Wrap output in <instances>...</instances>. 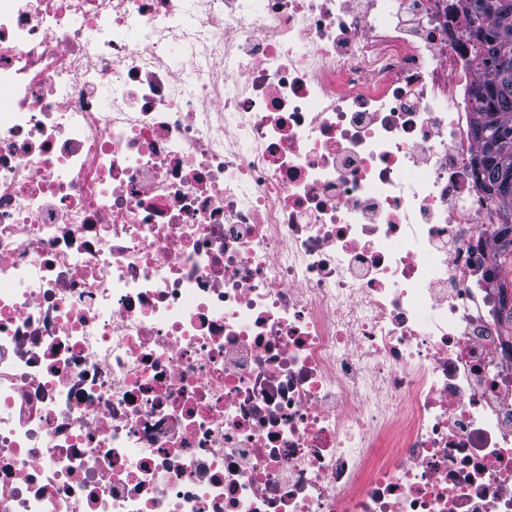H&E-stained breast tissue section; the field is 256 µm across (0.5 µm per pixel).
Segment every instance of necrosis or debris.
<instances>
[{
	"mask_svg": "<svg viewBox=\"0 0 512 512\" xmlns=\"http://www.w3.org/2000/svg\"><path fill=\"white\" fill-rule=\"evenodd\" d=\"M463 0H0V512H512Z\"/></svg>",
	"mask_w": 512,
	"mask_h": 512,
	"instance_id": "1",
	"label": "necrosis or debris"
}]
</instances>
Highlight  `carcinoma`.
<instances>
[{"label": "carcinoma", "instance_id": "carcinoma-1", "mask_svg": "<svg viewBox=\"0 0 512 512\" xmlns=\"http://www.w3.org/2000/svg\"><path fill=\"white\" fill-rule=\"evenodd\" d=\"M466 28L480 39V50L474 60L484 74V81L474 92L477 118L473 129L496 124L512 130V0H467ZM474 166L476 178L494 198L508 223L495 233L500 264L512 265V198H501L495 186L500 168L512 167V146L496 152L479 136Z\"/></svg>", "mask_w": 512, "mask_h": 512}]
</instances>
